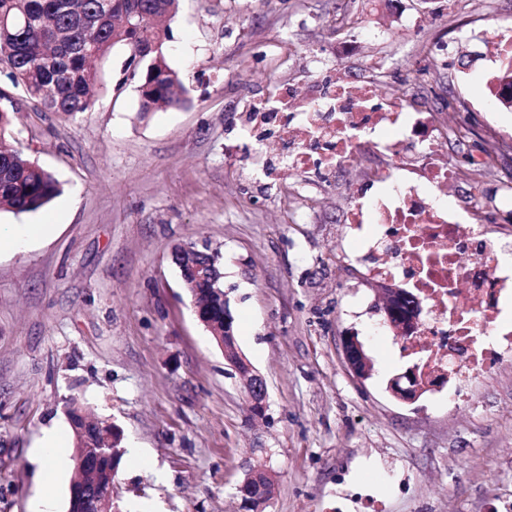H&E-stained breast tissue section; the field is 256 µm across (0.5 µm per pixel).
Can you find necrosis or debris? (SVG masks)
I'll return each instance as SVG.
<instances>
[{
  "label": "necrosis or debris",
  "mask_w": 512,
  "mask_h": 512,
  "mask_svg": "<svg viewBox=\"0 0 512 512\" xmlns=\"http://www.w3.org/2000/svg\"><path fill=\"white\" fill-rule=\"evenodd\" d=\"M264 123L241 118L234 155L268 173L267 142L281 151L285 173L322 178L363 155L378 157L354 196L346 222L359 243L365 277L385 292L413 295L419 315L393 326L401 356L411 358L422 385L447 387L456 407L469 387L512 359V264L499 252L512 244L490 239L480 213L483 196L449 201L460 170L437 154L438 114L396 96H377L370 81L337 72L319 85L284 83L270 90Z\"/></svg>",
  "instance_id": "4bbe7bcc"
}]
</instances>
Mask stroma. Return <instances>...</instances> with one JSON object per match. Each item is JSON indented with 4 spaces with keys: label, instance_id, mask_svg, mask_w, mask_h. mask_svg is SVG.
Returning <instances> with one entry per match:
<instances>
[{
    "label": "stroma",
    "instance_id": "obj_1",
    "mask_svg": "<svg viewBox=\"0 0 512 512\" xmlns=\"http://www.w3.org/2000/svg\"><path fill=\"white\" fill-rule=\"evenodd\" d=\"M343 0H180L169 62L185 104L139 112L122 83L128 50L100 70L92 111L68 117L16 97L11 144L52 172L44 208L0 210V512L36 500L68 512L76 478L41 481L45 430L69 429L79 400L123 431L113 492L123 512H243L250 463L275 474L266 512H488L512 502V364L476 383L456 410L447 392L399 399L408 367L392 334L375 332L381 291L344 235L351 193L373 159L315 181L254 174L229 159L237 115L277 83L317 84L339 70L377 79L378 94L434 103L444 88L467 105L440 139L468 166L478 147L512 137V110L482 87L491 67L476 33L512 20V0L431 31H377L362 54L338 55ZM448 54L425 52L431 36ZM47 231L25 238L32 225ZM221 255L238 344L267 383L252 417L223 351L199 322L172 253ZM357 336L367 378L345 362Z\"/></svg>",
    "mask_w": 512,
    "mask_h": 512
}]
</instances>
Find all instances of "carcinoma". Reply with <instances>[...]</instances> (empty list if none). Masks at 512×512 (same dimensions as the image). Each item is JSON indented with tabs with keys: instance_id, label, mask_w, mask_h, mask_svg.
Segmentation results:
<instances>
[{
	"instance_id": "1",
	"label": "carcinoma",
	"mask_w": 512,
	"mask_h": 512,
	"mask_svg": "<svg viewBox=\"0 0 512 512\" xmlns=\"http://www.w3.org/2000/svg\"><path fill=\"white\" fill-rule=\"evenodd\" d=\"M123 12L102 0H0V61L11 86L47 112L74 117L95 106L94 63L117 43L131 51L124 70L139 88V112L185 102L187 90L168 62L164 22L178 0H120ZM60 192L55 176L21 151L0 145V210L35 212ZM73 466L97 446L93 428L72 430Z\"/></svg>"
}]
</instances>
